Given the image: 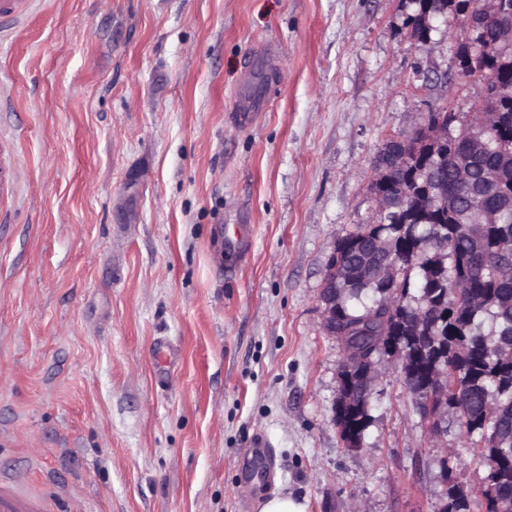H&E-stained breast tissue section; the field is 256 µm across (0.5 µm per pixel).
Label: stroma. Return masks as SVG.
<instances>
[{
    "instance_id": "obj_1",
    "label": "stroma",
    "mask_w": 512,
    "mask_h": 512,
    "mask_svg": "<svg viewBox=\"0 0 512 512\" xmlns=\"http://www.w3.org/2000/svg\"><path fill=\"white\" fill-rule=\"evenodd\" d=\"M411 0H35L0 41V472L50 512H440L487 472L434 447L397 367L360 448L333 422L341 348L318 300L336 241L378 217L375 160L483 93ZM271 54L249 123L245 68ZM443 82L423 85L417 69ZM242 228L240 245L226 237ZM171 354L153 356L158 340ZM265 436L273 466H253ZM17 161L6 148L0 147V195L8 196L15 191ZM305 503L296 502L288 495L274 494L264 499L259 512H307Z\"/></svg>"
}]
</instances>
